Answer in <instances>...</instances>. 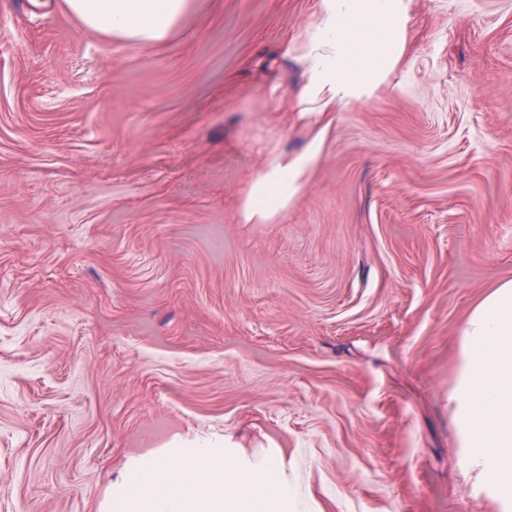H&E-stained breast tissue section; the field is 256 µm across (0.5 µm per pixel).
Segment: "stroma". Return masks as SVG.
Returning a JSON list of instances; mask_svg holds the SVG:
<instances>
[{"mask_svg": "<svg viewBox=\"0 0 512 512\" xmlns=\"http://www.w3.org/2000/svg\"><path fill=\"white\" fill-rule=\"evenodd\" d=\"M405 2L372 93L306 112L317 0H191L149 48L0 0V512H99L177 433L281 449L316 512H499L448 393L512 280V0ZM316 156V151L312 150L292 161H273L242 204L245 222L261 224L284 210L300 188L302 173L315 161Z\"/></svg>", "mask_w": 512, "mask_h": 512, "instance_id": "35a3bbf8", "label": "stroma"}]
</instances>
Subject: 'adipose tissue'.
Segmentation results:
<instances>
[{"mask_svg": "<svg viewBox=\"0 0 512 512\" xmlns=\"http://www.w3.org/2000/svg\"><path fill=\"white\" fill-rule=\"evenodd\" d=\"M188 0H65L82 27L109 39L154 46L170 35ZM406 20L404 0H319L315 38L304 56V101L361 99L393 63ZM316 159L308 152L276 160L242 204L246 223L284 210ZM454 436L484 495L512 512V280L473 311L460 336L455 384L448 395Z\"/></svg>", "mask_w": 512, "mask_h": 512, "instance_id": "adipose-tissue-1", "label": "adipose tissue"}]
</instances>
